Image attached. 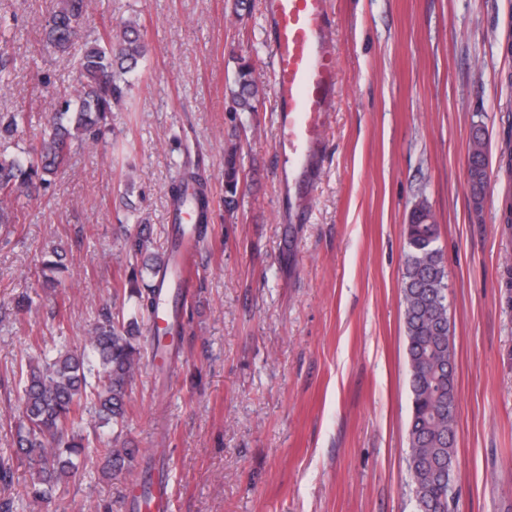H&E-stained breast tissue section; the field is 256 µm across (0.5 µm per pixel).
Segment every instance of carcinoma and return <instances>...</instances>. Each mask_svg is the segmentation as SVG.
Listing matches in <instances>:
<instances>
[{"mask_svg":"<svg viewBox=\"0 0 512 512\" xmlns=\"http://www.w3.org/2000/svg\"><path fill=\"white\" fill-rule=\"evenodd\" d=\"M88 0H56L41 22L42 42L67 53L87 19ZM147 53L142 26L128 21L103 31L85 44L78 60L72 95L64 98L48 124L50 129L27 150L0 155V224L19 221L18 209L6 204L30 197L50 183L71 155L93 142L107 126L112 107L121 102L125 75L134 72ZM263 91L252 66L242 61L227 86L236 112H253ZM23 112L0 113V139L11 138L24 124ZM243 146L232 133L224 148V211L232 214L241 197ZM486 159L472 161L478 179L470 185L474 202L482 199ZM169 193L174 211L192 202L197 220L192 231L201 236L209 219L210 199L206 183L196 173L174 180ZM183 224L173 225V247L150 249L146 232L127 238L126 255L141 259L142 268L165 280L173 273L175 253L186 236ZM405 259L401 273L403 316L412 396L408 426V467L416 512H448L449 484L454 481L456 445L455 367L449 341L446 304L447 272L437 246L439 226L428 202L412 209L405 225ZM130 294L138 299L140 317H125L121 311L105 310L89 331L79 350H59L52 356L30 358L19 366L15 380L21 415L15 421L14 454L0 457V478L10 476L14 460L28 464L33 479L27 495L47 500L76 469L81 456L102 455V473L124 470L136 477L139 449L90 447L76 433L89 416L100 428H112V441L124 423L129 386L142 360L136 344L139 320L151 321L158 307V287L138 286L137 273L128 280Z\"/></svg>","mask_w":512,"mask_h":512,"instance_id":"cac0c4a2","label":"carcinoma"}]
</instances>
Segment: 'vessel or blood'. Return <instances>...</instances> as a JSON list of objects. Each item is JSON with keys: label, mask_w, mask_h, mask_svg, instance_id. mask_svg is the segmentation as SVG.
I'll return each instance as SVG.
<instances>
[{"label": "vessel or blood", "mask_w": 512, "mask_h": 512, "mask_svg": "<svg viewBox=\"0 0 512 512\" xmlns=\"http://www.w3.org/2000/svg\"><path fill=\"white\" fill-rule=\"evenodd\" d=\"M266 13L272 30L279 146L288 163V195L296 214L312 190L323 154L336 96V53L329 38L327 0H266ZM192 256V250H183L178 280L164 282L156 327L170 324L179 283L193 279Z\"/></svg>", "instance_id": "b4317fda"}]
</instances>
